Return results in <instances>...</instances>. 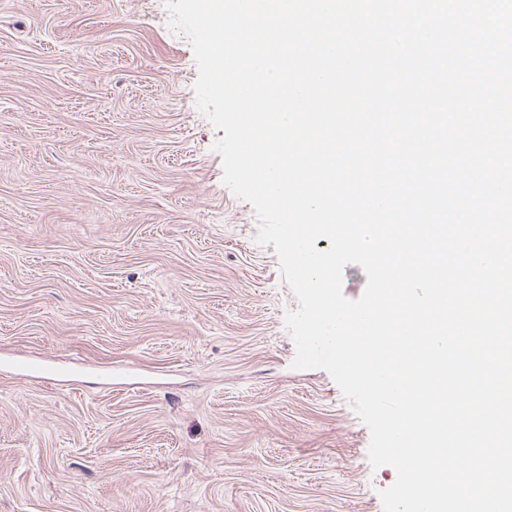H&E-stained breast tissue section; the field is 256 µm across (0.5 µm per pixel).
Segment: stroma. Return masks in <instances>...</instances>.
<instances>
[{"label":"stroma","instance_id":"obj_1","mask_svg":"<svg viewBox=\"0 0 512 512\" xmlns=\"http://www.w3.org/2000/svg\"><path fill=\"white\" fill-rule=\"evenodd\" d=\"M168 21L0 0V512H384Z\"/></svg>","mask_w":512,"mask_h":512}]
</instances>
